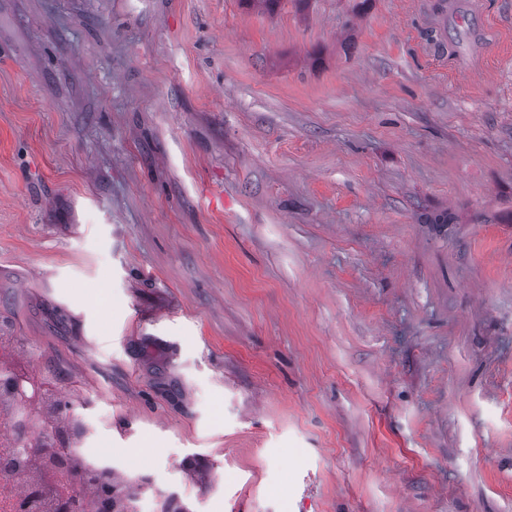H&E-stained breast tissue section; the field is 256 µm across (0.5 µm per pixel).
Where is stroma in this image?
Wrapping results in <instances>:
<instances>
[{
	"label": "stroma",
	"mask_w": 512,
	"mask_h": 512,
	"mask_svg": "<svg viewBox=\"0 0 512 512\" xmlns=\"http://www.w3.org/2000/svg\"><path fill=\"white\" fill-rule=\"evenodd\" d=\"M0 336L154 501L512 512V0H0Z\"/></svg>",
	"instance_id": "obj_1"
}]
</instances>
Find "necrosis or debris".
Segmentation results:
<instances>
[{
	"label": "necrosis or debris",
	"mask_w": 512,
	"mask_h": 512,
	"mask_svg": "<svg viewBox=\"0 0 512 512\" xmlns=\"http://www.w3.org/2000/svg\"><path fill=\"white\" fill-rule=\"evenodd\" d=\"M19 349L0 338V512H98L86 466L108 467V452L69 438L80 414L59 413L35 392L10 388Z\"/></svg>",
	"instance_id": "1"
}]
</instances>
